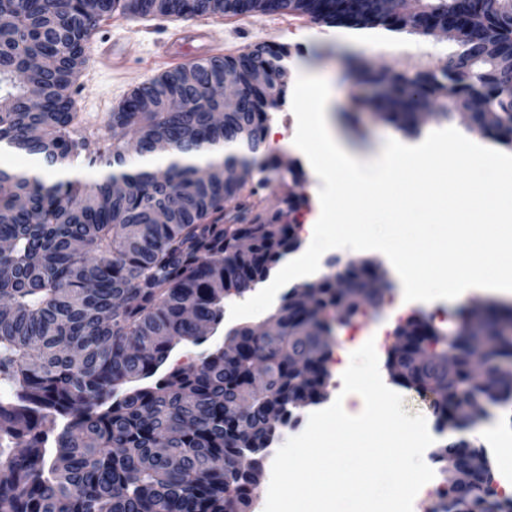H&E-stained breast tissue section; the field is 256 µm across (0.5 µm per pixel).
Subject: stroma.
I'll list each match as a JSON object with an SVG mask.
<instances>
[{
  "label": "stroma",
  "mask_w": 512,
  "mask_h": 512,
  "mask_svg": "<svg viewBox=\"0 0 512 512\" xmlns=\"http://www.w3.org/2000/svg\"><path fill=\"white\" fill-rule=\"evenodd\" d=\"M187 21L176 17H141L118 15L102 23L96 37L100 40L129 41V55L119 68L99 66L88 58L80 77L72 88L78 111L87 114L94 123L105 116V103L120 104L142 83L166 72L162 45L172 27L186 26ZM322 24L306 18L279 14L227 15L217 23L211 37V54L215 57H236L255 45L285 46L291 52L290 73L316 71L330 94L331 110L336 117V131L346 138L363 158L375 156L391 143L396 128L380 120L364 104L370 95L368 83L349 77L350 64L375 69L432 70L442 65L452 45L435 36L401 34L393 43L372 50H345L333 42L319 40L325 32ZM365 221L357 226L359 234L379 229L384 240L393 242L398 252L405 254L422 271L447 277L461 258L452 246L454 230L450 213L435 210L429 204L409 206L403 213V226L387 223L382 210L361 207ZM390 417L410 430L421 425H434L429 398L399 386L394 398L386 402ZM339 463L348 476L362 477L364 501L348 496L343 485L331 482V476L321 473L316 483L298 476L299 464L293 452L280 450L278 465L291 477L295 495L317 491L325 499L329 512H358L368 506L370 512H391L394 498L406 497L412 490L405 483L406 471H433L442 475V463L415 453L398 457L393 466H386L374 443L364 442L342 449Z\"/></svg>",
  "instance_id": "stroma-1"
}]
</instances>
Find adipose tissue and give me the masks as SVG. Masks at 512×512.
Returning a JSON list of instances; mask_svg holds the SVG:
<instances>
[{
  "label": "adipose tissue",
  "mask_w": 512,
  "mask_h": 512,
  "mask_svg": "<svg viewBox=\"0 0 512 512\" xmlns=\"http://www.w3.org/2000/svg\"><path fill=\"white\" fill-rule=\"evenodd\" d=\"M311 98L312 106L297 112L296 133L290 140L309 168L323 174L330 185V195L319 196L315 211L303 227L306 247L294 254L260 288L264 306L277 304L286 284L319 278L325 272L322 258L336 248L340 232L354 224L351 196L390 195L397 207L411 202L436 199L438 184L432 173L447 175V161H454L469 174L467 180L453 187L452 222L460 235L455 246L465 255L459 270L443 280L415 277L409 261L394 249L385 250L403 288L401 307L430 306L443 300L455 302L475 294L495 300L512 299V248L501 245L512 235V156L502 154L492 143L475 134L446 132L437 138L414 145L393 141L381 154L361 160L335 133L328 108V91L315 74H302L294 89L295 101ZM491 210L495 218L477 239L470 238L467 226L476 210ZM474 250L493 252L494 261L475 263ZM340 364L335 372L342 386L325 405L308 410L307 435L293 445L298 456L308 448L321 447L324 422L336 418L345 424L336 446L343 447L365 438L382 415L376 408L380 395L390 394V387L378 373L376 340L363 341L358 351L339 348Z\"/></svg>",
  "instance_id": "obj_1"
}]
</instances>
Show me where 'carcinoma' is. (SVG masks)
<instances>
[{"label":"carcinoma","instance_id":"obj_1","mask_svg":"<svg viewBox=\"0 0 512 512\" xmlns=\"http://www.w3.org/2000/svg\"><path fill=\"white\" fill-rule=\"evenodd\" d=\"M452 0H429L425 16L443 19ZM192 18L221 13L306 16L346 25L321 0H0V148L35 158L41 169L65 171L77 162L101 166L100 180L46 183L38 175L0 167V381L14 398L0 400V512H246L256 489L241 453L263 451L281 418L293 413L291 398L315 404L326 395L332 349L325 340L365 305H341L336 278L360 288L376 272L351 259L310 285V303L290 293L271 318L277 336H258L248 326L234 334L246 350L226 355L216 347L199 363L167 368L180 344L202 345L205 324L224 320L225 300L257 286L293 242L287 216L298 202L286 193L282 208L260 207L263 192L288 172L278 156L264 152L270 114L285 101L290 51L265 44L235 60L209 59L167 71L137 87L102 127L76 111L71 90L79 77L72 61L87 56L101 21L116 13ZM362 28L404 27L366 4ZM493 3L474 13L473 41L455 49L436 70L375 71L359 76L387 87L372 105L407 133H417L413 110L418 93L443 100L437 117L449 118L448 98L461 103L473 92L491 99L482 123L499 128L494 139L512 146V100L502 89L489 55L512 54V26L496 21ZM32 57L46 60L34 99L17 80ZM269 74L267 88L251 83L252 70ZM238 86L241 105L217 122L224 107V77ZM152 112L137 111L143 97ZM179 99L180 112L166 104ZM167 143L184 156L233 148L258 171L252 183L224 180L225 162L171 164L163 175L127 167L133 151L142 158ZM238 208L224 213V199ZM466 334L441 333L425 315L398 330L407 348L386 362L391 378L420 394L438 387L431 402L438 425L453 431L435 457L457 459L471 480L448 476V500L429 512H512V500L488 496L492 481L483 450L458 436L487 416L485 406L512 402V338L489 350L485 368L470 366L471 342L488 335L493 322L474 329L459 314ZM430 351L421 363L414 354ZM454 351L456 368L442 363ZM307 375L293 376L296 358ZM239 402L235 419L224 415Z\"/></svg>","mask_w":512,"mask_h":512}]
</instances>
